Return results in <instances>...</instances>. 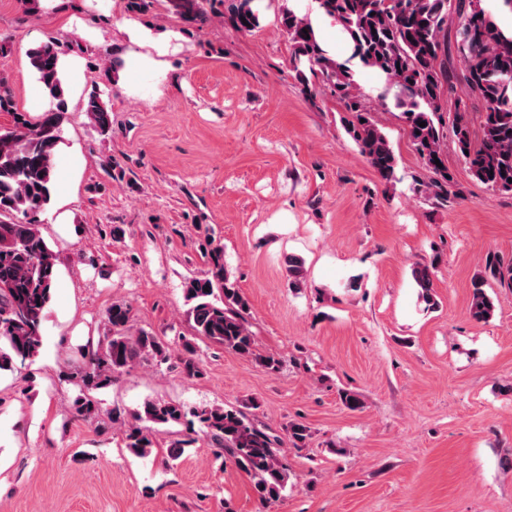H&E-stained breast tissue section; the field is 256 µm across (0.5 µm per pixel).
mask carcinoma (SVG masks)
<instances>
[{"instance_id": "1", "label": "carcinoma", "mask_w": 512, "mask_h": 512, "mask_svg": "<svg viewBox=\"0 0 512 512\" xmlns=\"http://www.w3.org/2000/svg\"><path fill=\"white\" fill-rule=\"evenodd\" d=\"M170 10L186 25H205L214 14L213 0H168ZM324 15L339 25L350 46V60L375 71L394 90L400 109L429 181H414L413 190L432 204L445 207L460 198L445 165V146L452 140L473 177L494 191H512V29L497 22L485 0H317ZM280 28L292 48L290 66L301 92L315 98L326 87L343 104V126L361 156L386 183L397 182V159L387 135L363 102L349 60L338 61L324 50L306 15L291 7L280 13ZM224 24L250 33L261 24L255 0H233ZM60 43L48 40L29 48L26 56L44 92L48 107L36 118L17 108L9 77L0 75V112L12 116V126L0 128V371L14 361L34 358L41 348V325L47 316L57 276V256L38 225L26 221L45 210L53 189L54 157L63 143L69 120L66 89L60 67ZM464 85L483 102L481 135L473 139L468 99H455L454 110H443L445 95ZM83 114L101 135L112 132V107L102 92L84 99ZM425 126H419V123ZM442 166H437L435 161ZM210 269L186 283L191 335L179 337L177 361L190 380L204 375L196 339L260 361L277 372L282 361L256 353L248 317L250 305L224 266L221 244L209 252ZM291 285L305 282L304 261L286 259ZM420 297L433 307L432 271L412 269ZM512 285V259L490 253L473 282L469 315L487 322L495 305L486 287ZM107 329L85 348L80 393L72 402L79 416L99 411L88 392L112 384L119 375L144 361L160 367L172 359L169 341L152 331L131 332V309L114 303L106 312ZM200 423L219 458H231L253 481L263 504L282 497L290 469L282 451L306 445L311 433L302 422L285 427L286 437L256 424L235 406L186 408L177 401L146 400L136 419L148 423L125 433V447L140 457L156 443L150 426L178 424L187 416Z\"/></svg>"}]
</instances>
